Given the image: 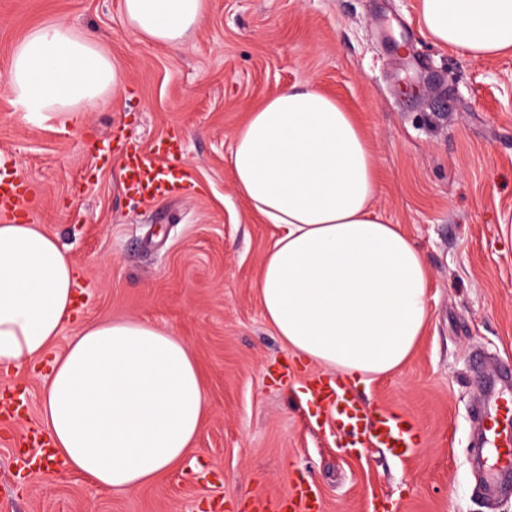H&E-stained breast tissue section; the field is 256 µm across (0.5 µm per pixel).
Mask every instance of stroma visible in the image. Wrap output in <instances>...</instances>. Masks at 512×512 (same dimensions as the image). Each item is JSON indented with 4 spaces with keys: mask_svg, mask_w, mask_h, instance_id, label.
Masks as SVG:
<instances>
[{
    "mask_svg": "<svg viewBox=\"0 0 512 512\" xmlns=\"http://www.w3.org/2000/svg\"><path fill=\"white\" fill-rule=\"evenodd\" d=\"M121 0H0V74L33 28L59 19L117 59L126 90L81 129L26 115L0 83V147L28 186L30 218L80 271L83 316L182 336L207 411L197 449L158 481L103 493L76 474L27 470L45 378L0 375L23 405L0 422V512H283L311 483L323 512H512L473 467L478 355L512 369V52L476 61L434 43L418 0H209L178 51L142 41ZM315 81L368 135L378 204L421 249L430 319L400 371L354 385L416 421L406 457L339 446L330 412L266 323L255 288L274 238L236 193L227 160L250 107ZM170 158L181 188L143 201L122 183L125 146Z\"/></svg>",
    "mask_w": 512,
    "mask_h": 512,
    "instance_id": "obj_1",
    "label": "stroma"
}]
</instances>
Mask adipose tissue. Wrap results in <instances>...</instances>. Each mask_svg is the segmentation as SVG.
I'll return each mask as SVG.
<instances>
[{
    "mask_svg": "<svg viewBox=\"0 0 512 512\" xmlns=\"http://www.w3.org/2000/svg\"><path fill=\"white\" fill-rule=\"evenodd\" d=\"M209 0H122L144 40L177 49ZM422 29L476 59L512 51V0H420ZM26 112L75 129L120 95L119 63L66 20L30 31L0 78ZM234 187L276 229L256 288L298 360L361 383L404 367L429 321V271L377 205L363 129L315 82L280 88L233 135ZM78 270L57 240L0 223V373L46 359L43 431L67 472L106 491L159 479L193 449L206 411L198 365L174 332L139 319L87 321ZM72 336L63 354L55 342Z\"/></svg>",
    "mask_w": 512,
    "mask_h": 512,
    "instance_id": "adipose-tissue-1",
    "label": "adipose tissue"
}]
</instances>
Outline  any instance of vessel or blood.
Segmentation results:
<instances>
[{
    "label": "vessel or blood",
    "instance_id": "1",
    "mask_svg": "<svg viewBox=\"0 0 512 512\" xmlns=\"http://www.w3.org/2000/svg\"><path fill=\"white\" fill-rule=\"evenodd\" d=\"M11 160L0 152V215L25 221L28 188L11 175ZM125 189L147 200L172 194L176 178L165 164L155 163L141 149H127L123 155ZM479 383L483 409L478 416L483 451L476 460L479 477L494 494L512 490V373L482 367ZM311 394L331 408L339 436L353 448H386L397 451L408 446L415 432L414 422L386 409L360 403L351 388L340 380L317 378ZM290 512H320L322 504L311 486L297 485L288 498Z\"/></svg>",
    "mask_w": 512,
    "mask_h": 512
}]
</instances>
